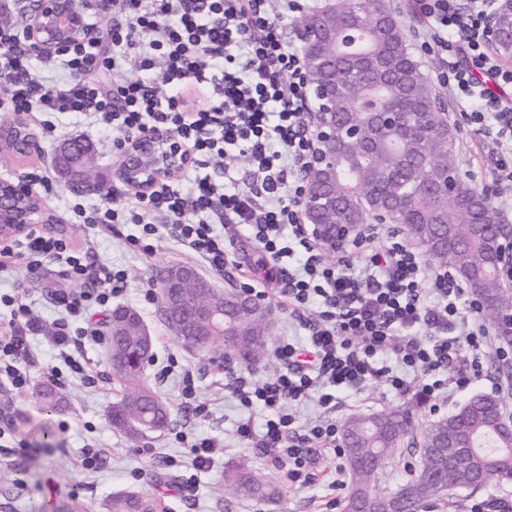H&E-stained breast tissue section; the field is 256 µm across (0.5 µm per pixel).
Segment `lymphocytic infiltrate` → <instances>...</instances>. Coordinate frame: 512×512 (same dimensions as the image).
Masks as SVG:
<instances>
[{"instance_id": "lymphocytic-infiltrate-1", "label": "lymphocytic infiltrate", "mask_w": 512, "mask_h": 512, "mask_svg": "<svg viewBox=\"0 0 512 512\" xmlns=\"http://www.w3.org/2000/svg\"><path fill=\"white\" fill-rule=\"evenodd\" d=\"M302 9L301 0H286L285 13ZM497 10V0H468L464 7L458 0H411L409 28L421 51L437 56V81L467 125L488 137L482 150L492 162L489 192L511 198L512 67L490 50ZM285 13L273 12L270 0H112L109 47L96 42L70 54L61 84L41 74L13 28L0 25V112L89 118L111 130L117 148L167 129L191 151L189 186L167 181L145 197L116 188L92 208L74 204L72 215L91 232L135 225L128 237L133 251L150 256L168 240L216 272L235 265L226 230L261 245L278 294L307 337L302 344L282 337L264 377L227 368L240 404L269 414L262 432L245 419L236 435L291 483L308 487L316 481L315 455L339 459L344 450L335 420L296 425L291 403L313 399L331 411L337 393L369 383L398 396L416 389L444 399L451 387L481 374L493 342L467 289L430 269L400 235L379 242L362 233L330 260L318 251L302 217L311 91L302 53L287 44ZM131 55L136 74L103 89L99 75ZM234 153L248 162L244 190L233 175L218 182L204 173ZM47 265L70 282L54 296L60 316L52 326H44L25 294H0L10 309L0 323V384L12 390L32 381L36 336L64 362L50 369L51 381L73 377L92 386L100 379L71 351L104 343L87 313L122 295L126 272L94 268L80 244L62 237L33 232L0 244V272Z\"/></svg>"}]
</instances>
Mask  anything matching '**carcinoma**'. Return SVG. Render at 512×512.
Masks as SVG:
<instances>
[{
	"label": "carcinoma",
	"instance_id": "obj_1",
	"mask_svg": "<svg viewBox=\"0 0 512 512\" xmlns=\"http://www.w3.org/2000/svg\"><path fill=\"white\" fill-rule=\"evenodd\" d=\"M316 33L304 46L308 70L332 89L336 125L356 127L359 138L336 147V180L323 222L343 223L345 213L362 215L375 209H396L404 224L435 264L455 271L481 302L483 317L496 327L499 342L512 346V293L499 287L498 275L486 262L491 234L473 225V206L480 195L456 177L455 132L439 113L435 90L413 56L394 13L377 10L370 0H335L330 6L298 20ZM495 27L502 37L494 44L498 55L512 59V0L501 3ZM385 112H397L405 124L388 126ZM455 176L454 197L439 189L448 175ZM188 294L224 308L234 323L235 342L225 351L245 365L258 361L251 345L264 333L269 307L243 306L220 292L201 294L190 285ZM125 307L115 308L107 323V360L124 393L112 403V426L135 436L131 425L142 421L149 430L165 428L170 419L166 404L142 381L149 356L142 346L139 323L126 318ZM177 340L184 346L207 349L224 342V327L205 329L186 318L170 319ZM503 398L479 394L452 414L428 425L419 441L416 476L395 492L376 486V475L391 450L410 434L409 409L381 411L350 417L342 443L350 474L344 512H356L359 494L370 496L374 512H419L432 500L444 497L445 485L477 488L488 478H512V470L497 469L489 455L507 447L497 432ZM225 486L235 495L272 500L277 495L264 477L242 464L224 472ZM157 501L142 493L112 495L107 512H158Z\"/></svg>",
	"mask_w": 512,
	"mask_h": 512
}]
</instances>
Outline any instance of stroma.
Returning a JSON list of instances; mask_svg holds the SVG:
<instances>
[{
	"mask_svg": "<svg viewBox=\"0 0 512 512\" xmlns=\"http://www.w3.org/2000/svg\"><path fill=\"white\" fill-rule=\"evenodd\" d=\"M444 106L448 121L456 129L454 151L459 176L476 187H484L488 179L485 158L470 153L476 138L464 125L459 109L446 88L436 90ZM41 153L30 163L21 165L0 157V176L12 175L20 180L26 173L41 170L50 189L42 198L50 214L56 216L53 224L42 225V232L62 234L72 239L87 241L96 263L127 272L126 289L118 302L133 308L142 317L153 338L150 361L143 370V381L171 411L169 428L134 439L113 428L110 408L122 394L121 383L112 378L106 363V348L86 345L84 355L102 376L96 387L83 386L79 380L62 385L68 403L53 407L41 401L38 390L48 385L43 372L59 365L58 351L43 338L34 341L36 364L34 379L22 391H8L0 386V416L11 421L13 435L0 438V512H105L104 504L118 491L141 492L159 499L160 512H327L335 496L330 483L336 471V460L322 456L316 461L320 477L316 485L289 488L280 471L259 458L247 443L238 441L236 424L246 411L224 390V358L222 347L208 351L188 350L182 347L160 316L159 301H147L148 289L155 268L162 265H185L189 259L179 246L170 241L159 243L149 258L133 253L126 237L134 233L133 225H122L119 232L98 231L86 235L82 225L69 223V207L74 202L90 206L97 203L94 195L77 196L67 190L64 179L52 160L55 149L70 138L88 140L93 148L92 165L104 176H111L118 162V153L103 127L69 116H51L49 124L32 121ZM65 282L57 267H44L39 273L29 274L23 269L0 276V292L23 290L34 311L45 324H52L59 316L53 297ZM195 369L197 396L208 412L198 417L180 406V386L177 377L159 381L156 367L169 357ZM512 390V383L502 380L493 369H485L467 387L453 392L448 399L432 402L416 393L399 397L380 384H371L358 391L341 394L336 407L337 424H344L355 414H371L400 406H411L417 429L453 412L469 397ZM53 434L52 447L42 444L43 431ZM184 431L218 438L221 448L215 449L209 467L198 469L192 463L188 449L171 441L170 435ZM23 439L24 447H16V439ZM102 449L101 467L86 471L75 464L86 446ZM173 457L166 465L162 456ZM419 460L418 450L411 442L395 448L377 478L379 489L396 491L410 479L409 470ZM241 463L265 474L281 492L275 502L239 498L224 488V468L229 463Z\"/></svg>",
	"mask_w": 512,
	"mask_h": 512,
	"instance_id": "stroma-1",
	"label": "stroma"
}]
</instances>
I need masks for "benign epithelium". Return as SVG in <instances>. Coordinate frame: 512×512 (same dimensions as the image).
<instances>
[{
  "mask_svg": "<svg viewBox=\"0 0 512 512\" xmlns=\"http://www.w3.org/2000/svg\"><path fill=\"white\" fill-rule=\"evenodd\" d=\"M112 11V0H13V12L24 21L21 30L23 40L29 49L43 57L61 58L76 48L87 45L94 37L97 21ZM318 102L311 113L313 151L311 167L323 170L330 166L333 147L336 146V124L333 113L326 111L330 88L314 85ZM10 125L27 131V137L17 148L6 149L0 143V154H6L18 162L39 153V144L30 132L29 123L23 114L15 115ZM190 162L180 141L170 132L150 131L130 142L121 149L116 178L132 190L143 195L152 193L163 181L175 176ZM66 187L80 195L97 192V184L82 176L81 172L69 169L64 172ZM40 199L22 182L0 178V240H12L28 231L31 225L47 221L45 207L37 210H21L13 205L20 198ZM318 208L304 204L303 220L312 228L313 234L325 253L336 252V246L349 238L362 234L365 224L347 221L330 233H324L323 225L317 223ZM505 232L497 238L494 263L501 275V287L512 288V275L504 281V268L512 270V249L503 242ZM195 272L185 269L180 272L166 266L155 270L153 279L162 288L178 284L185 276ZM172 306L178 307L184 317L202 325H215L223 314L210 306L196 304L176 296Z\"/></svg>",
  "mask_w": 512,
  "mask_h": 512,
  "instance_id": "obj_1",
  "label": "benign epithelium"
}]
</instances>
